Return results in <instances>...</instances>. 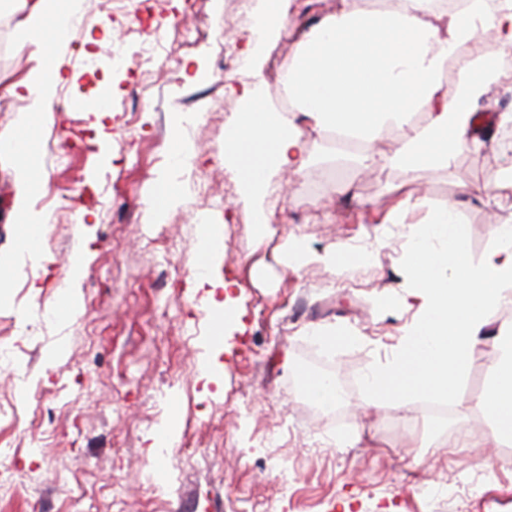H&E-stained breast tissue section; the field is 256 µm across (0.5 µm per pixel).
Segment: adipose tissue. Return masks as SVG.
I'll return each mask as SVG.
<instances>
[{
    "mask_svg": "<svg viewBox=\"0 0 512 512\" xmlns=\"http://www.w3.org/2000/svg\"><path fill=\"white\" fill-rule=\"evenodd\" d=\"M461 10H437L433 0H364L302 29L283 72L290 102L280 112L264 93L261 70L281 31L290 24L294 0H255L257 21L248 36L244 62L250 73L235 93L240 110L224 130V166L240 187L239 201L251 216L257 237L272 231L265 206L273 179L309 165L299 147L296 115L306 116L318 136L357 142L361 162L373 168L402 167L408 174L450 165L464 150H479L475 111L491 88L512 91V67L491 57L459 55L460 45L478 33L491 34L500 47H512V0H463ZM82 0H21L14 26L63 40L81 10ZM38 65L12 87L27 105L16 125L27 132L46 112L54 81L45 47ZM455 63V94H448L444 72ZM427 112L429 121L414 120ZM396 135V150L375 157L373 142L382 132ZM19 154L15 169L14 212L18 245L29 248L48 219L32 200L42 182L34 166V143H7ZM505 218L495 227L496 242L481 262H473L467 236L452 205L431 208L416 225L405 303L416 317L398 359L369 380L380 398L410 394L442 396L454 388L474 349L484 342L488 314L512 305V197L496 202ZM488 417L487 436L512 445V349L496 366L479 402Z\"/></svg>",
    "mask_w": 512,
    "mask_h": 512,
    "instance_id": "adipose-tissue-1",
    "label": "adipose tissue"
}]
</instances>
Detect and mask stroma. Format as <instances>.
<instances>
[{
	"instance_id": "1",
	"label": "stroma",
	"mask_w": 512,
	"mask_h": 512,
	"mask_svg": "<svg viewBox=\"0 0 512 512\" xmlns=\"http://www.w3.org/2000/svg\"><path fill=\"white\" fill-rule=\"evenodd\" d=\"M192 7L209 35L189 50L174 29ZM229 11V0H85L69 38L49 45L59 79L29 138L45 173L33 207L54 222L32 259L16 255L15 159L0 155V512H72L76 486L93 512H512V466L486 447L476 405L498 360L492 345L475 349L440 418L428 398L377 401L365 383L413 321L402 301L406 241L427 211L401 224L384 216L406 196L456 205L481 261L495 243V199L512 196V146L490 122L512 92L492 89L478 104L489 121L483 151L413 181L397 167L366 172L305 133L302 188L270 184L273 233L260 241L224 168V126L239 107L224 92L225 42L243 38ZM136 13L169 22L144 33L130 25ZM25 39L8 32L0 137L14 136L24 106L9 89L36 64ZM176 133L195 149L193 167L174 165ZM163 177L184 193L157 224ZM467 184L479 193L463 194ZM204 224L223 239L212 279L238 282L241 322L220 344L213 316L224 293L197 281ZM297 240L318 257L346 246L368 258L290 268L284 254ZM79 251L82 309L63 316ZM334 330L349 343L327 342ZM303 369L335 378L334 412L303 389ZM26 384L40 398L26 397ZM173 408L178 433L158 458L152 445ZM451 436L459 447H439Z\"/></svg>"
}]
</instances>
